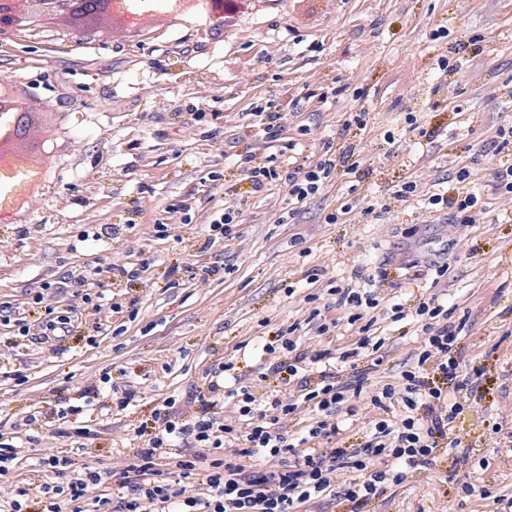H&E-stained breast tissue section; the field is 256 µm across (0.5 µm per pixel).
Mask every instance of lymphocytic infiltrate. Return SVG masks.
Returning a JSON list of instances; mask_svg holds the SVG:
<instances>
[{
	"instance_id": "1",
	"label": "lymphocytic infiltrate",
	"mask_w": 512,
	"mask_h": 512,
	"mask_svg": "<svg viewBox=\"0 0 512 512\" xmlns=\"http://www.w3.org/2000/svg\"><path fill=\"white\" fill-rule=\"evenodd\" d=\"M308 88H299L283 105L258 114L266 139L277 140L301 104L310 100ZM367 162L363 147L340 143L326 148L316 162L279 173L277 166L240 156L238 168L252 193L282 182L292 205L306 203L331 182L359 172ZM447 186L438 185L430 170L418 172L399 185L394 198L416 202L426 213H446L449 223L463 228L484 223L493 212L512 211V165L502 164L496 152H486L475 167L457 162ZM493 177L491 196L479 185ZM337 308L344 314L325 318L313 308L302 325L326 336L341 326L357 328L356 348L333 355L324 349L314 354L298 350L292 338L298 326L277 330L264 343L265 363L259 380L275 381L265 398L250 387H230L223 371L205 378L198 393L199 409L185 411L172 397L164 398L152 426L136 429L133 448L120 452L111 476L88 463L58 455L53 438L44 432L46 419L67 418L81 409L37 410L23 420L25 442L38 451L42 471L72 470L63 484H41L37 492L16 488L0 498V512H310L325 499L350 504L361 512L388 489L405 482L410 471L430 466L440 448H457L450 425L465 410L478 389L483 369L464 372L460 345L469 326L438 294L426 295L416 306L401 303L390 308L393 322L419 337L415 367L404 371L398 383H370L369 375L383 363L384 340L376 334L380 305L370 291L333 286ZM370 359L368 370L354 371L350 381L338 382L336 362L360 355ZM364 403L376 411L367 441L346 448L336 420L344 406ZM298 431H290V424ZM114 481L118 495L107 492Z\"/></svg>"
}]
</instances>
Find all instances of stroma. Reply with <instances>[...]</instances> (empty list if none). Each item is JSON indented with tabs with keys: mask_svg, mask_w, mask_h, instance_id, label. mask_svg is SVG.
<instances>
[{
	"mask_svg": "<svg viewBox=\"0 0 512 512\" xmlns=\"http://www.w3.org/2000/svg\"><path fill=\"white\" fill-rule=\"evenodd\" d=\"M441 27L452 47L483 36L484 54L468 60L481 83L439 74L432 33ZM313 74L330 97L287 132L298 164L337 137L335 116L354 104L365 107L366 127L349 138L363 142L370 159L353 184L329 185L293 212L279 186L252 194L237 157L250 152L263 161L284 152L282 142L258 136L255 114ZM511 82L512 0H483L469 14L456 0H254L231 31L153 13L135 31L123 26L102 38L47 31L0 40V86L37 108L31 138L47 159L22 145L16 157L49 173L23 225L14 214L33 179L18 175L0 184V303L25 305L42 284L78 268L98 270L106 296L129 298L96 334L80 298L53 297L56 314L77 320L72 336L58 343L34 338L3 346L13 330L0 323V435L17 436L27 412L45 404H80L84 385L108 371L131 391L128 406L85 412L92 439L80 446L60 433L55 446L111 470L128 434L151 424L164 398L196 410V389L225 362L235 363L255 396H267L268 383L257 378L259 346L271 327L300 319L305 297L329 282L373 287L384 307L415 305L432 287L469 317L463 357L467 367L486 370L482 398L455 423L460 448L439 449L431 466L411 472L368 510L491 512L489 501L459 505L458 490L481 478L512 495V446L501 444L512 433V222L467 227L474 252L449 254L450 267L438 278L427 261L446 248L452 225L430 223L415 202L394 199L392 188L423 165L447 180L452 154L480 162V137L512 120V96L502 91ZM491 89L500 95L490 103ZM411 112L424 113V131L408 124ZM389 134L407 144V155L393 156ZM228 192L241 200L243 222L199 251ZM345 192L388 205L383 223H325ZM172 211L191 219L177 242L160 230ZM289 211L292 223H275ZM104 226L116 231L113 243L95 240ZM297 233L308 251L290 263ZM125 254L152 260L142 284L129 291L110 270L112 258ZM180 261L193 276L167 285V268ZM378 270L384 281L371 282ZM378 333L384 362L371 378L391 382L416 364L418 345L388 319ZM496 422L503 425L498 434ZM486 456L492 463L483 470Z\"/></svg>",
	"mask_w": 512,
	"mask_h": 512,
	"instance_id": "1",
	"label": "stroma"
}]
</instances>
